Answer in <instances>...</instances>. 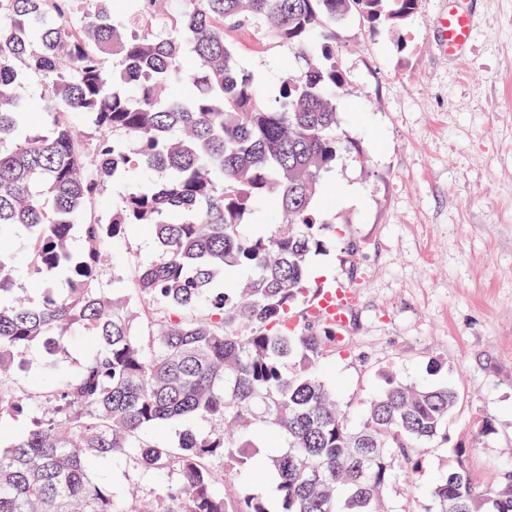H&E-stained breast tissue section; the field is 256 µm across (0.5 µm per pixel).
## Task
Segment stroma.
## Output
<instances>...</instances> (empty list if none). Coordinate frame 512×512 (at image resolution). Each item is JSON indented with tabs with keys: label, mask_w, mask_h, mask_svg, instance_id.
<instances>
[{
	"label": "stroma",
	"mask_w": 512,
	"mask_h": 512,
	"mask_svg": "<svg viewBox=\"0 0 512 512\" xmlns=\"http://www.w3.org/2000/svg\"><path fill=\"white\" fill-rule=\"evenodd\" d=\"M442 6L418 0L393 31L371 33L355 21L338 31L347 85L336 100L340 160L326 180L358 195L328 205L340 234L313 259L326 287L358 293L329 367L352 419L377 395L382 369L460 394L445 438L429 443L419 469L393 487L392 512H431L427 491L453 445H472L468 468L480 487L512 464V0H466L475 30L455 59L436 47ZM288 56L261 32L238 40L239 61L266 98ZM113 251L130 277L160 257L153 235L139 228ZM89 342L76 324L63 350L30 344L19 387L33 392L50 369L59 381L75 373ZM435 356L447 363L438 373L428 366ZM485 416L496 432L475 439ZM101 475L123 498L150 499L177 480L126 461L106 464Z\"/></svg>",
	"instance_id": "obj_1"
}]
</instances>
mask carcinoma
Returning <instances> with one entry per match:
<instances>
[{
  "instance_id": "cac0c4a2",
  "label": "carcinoma",
  "mask_w": 512,
  "mask_h": 512,
  "mask_svg": "<svg viewBox=\"0 0 512 512\" xmlns=\"http://www.w3.org/2000/svg\"><path fill=\"white\" fill-rule=\"evenodd\" d=\"M129 3L116 19L110 0H0V419L29 405L38 416L0 444V512H126L99 477L120 457L178 474L146 512H272L271 473L278 512H385L390 489L444 435L459 393L384 371L351 427L323 376L339 330L304 311L321 292L311 258L336 237L325 218V176L339 160L334 100L346 85L336 31L354 19L395 29L418 0H184L160 31L161 0ZM251 28L302 63L272 104L228 40ZM30 71L50 88L40 124L24 91ZM119 175L133 187L110 216L92 215ZM248 215L270 231L243 235ZM138 226L153 230L161 258L127 294L111 293L103 281L124 274L101 252ZM21 237L46 291L39 306L14 292ZM76 323L91 331V354L27 403L11 370L34 341L63 347ZM195 416L214 428L175 446L144 437ZM257 423L287 441L264 465L233 433ZM471 452L450 449L429 489L435 512H512V469L479 488ZM217 460L248 471L253 488L224 483Z\"/></svg>"
}]
</instances>
